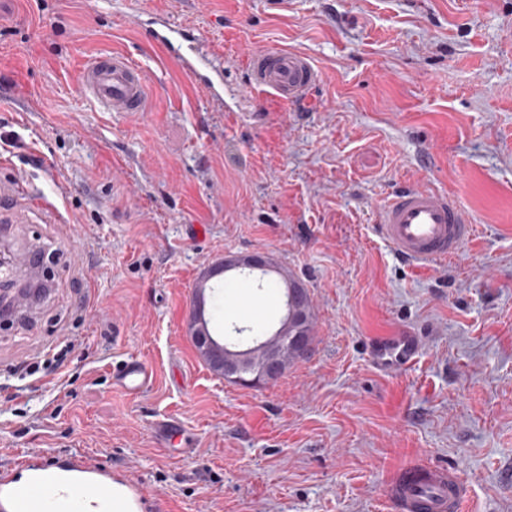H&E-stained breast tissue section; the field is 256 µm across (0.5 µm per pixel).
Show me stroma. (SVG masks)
Returning <instances> with one entry per match:
<instances>
[{"mask_svg": "<svg viewBox=\"0 0 512 512\" xmlns=\"http://www.w3.org/2000/svg\"><path fill=\"white\" fill-rule=\"evenodd\" d=\"M148 9L223 52V111L137 27ZM272 47L318 68L307 103L248 89ZM113 50L144 70L133 117L78 90ZM402 185L461 206L456 259L412 266L380 238ZM0 211L21 216L0 254L56 252L52 295L0 328V468L103 460L143 512H395L388 479L420 460L459 471L464 512H512V0H0ZM251 253L313 316L308 354L258 388L187 329L201 272ZM403 333L417 360L376 370L369 345ZM130 357L154 370L133 397L112 385Z\"/></svg>", "mask_w": 512, "mask_h": 512, "instance_id": "obj_1", "label": "stroma"}]
</instances>
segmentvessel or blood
Wrapping results in <instances>:
<instances>
[{
	"label": "vessel or blood",
	"mask_w": 512,
	"mask_h": 512,
	"mask_svg": "<svg viewBox=\"0 0 512 512\" xmlns=\"http://www.w3.org/2000/svg\"><path fill=\"white\" fill-rule=\"evenodd\" d=\"M139 25L151 44L177 62L208 105L223 110L222 53L205 44L192 29L175 25L168 13L145 11ZM248 70L250 89L293 105L305 103L320 80L306 54L285 48L251 53ZM81 90L105 112L132 114L147 109L143 70L122 52L97 55L82 72ZM378 227L384 242L415 265L457 256L473 233L472 224L452 197L419 186L392 193L381 209ZM35 267L29 256L0 268V281L11 286L8 302L13 317L34 313L49 293L46 278L39 289H30ZM421 347L417 336H387L370 348L369 357L377 370L394 373L413 364ZM153 380V370L138 359L112 368L113 387L130 396L143 393ZM117 485L125 487L135 505H142L130 480L113 474L103 464L77 455L53 460L28 456L0 470V512H47L51 501L59 503V512H111ZM388 495L399 512H462L466 489L457 472L423 462L400 470L388 485Z\"/></svg>",
	"instance_id": "vessel-or-blood-1"
}]
</instances>
